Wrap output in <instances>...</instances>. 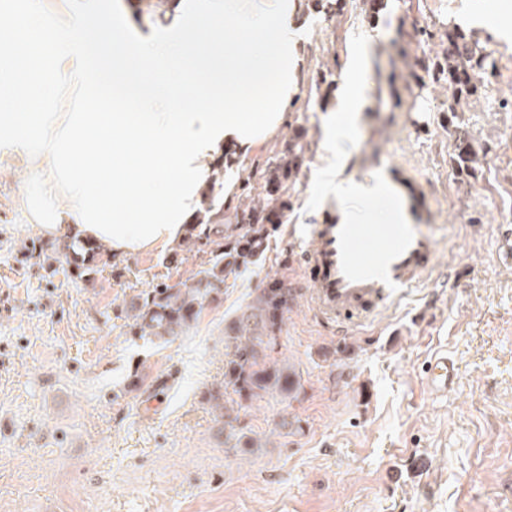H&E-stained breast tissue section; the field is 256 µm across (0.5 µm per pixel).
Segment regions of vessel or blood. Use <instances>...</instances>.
<instances>
[{
    "instance_id": "obj_1",
    "label": "vessel or blood",
    "mask_w": 512,
    "mask_h": 512,
    "mask_svg": "<svg viewBox=\"0 0 512 512\" xmlns=\"http://www.w3.org/2000/svg\"><path fill=\"white\" fill-rule=\"evenodd\" d=\"M365 166L383 172L389 185L403 200L404 215L413 230L409 248L389 268L388 281H351L341 270L339 230L341 207L330 208L322 223L313 225V245L303 259V270L317 315L335 323L337 329L363 325L392 308L403 291L428 278L437 266L440 241L434 225L428 224L425 198L399 166L383 161L379 154L364 158ZM429 389L437 394L455 388L459 367L448 356L440 355L424 369Z\"/></svg>"
}]
</instances>
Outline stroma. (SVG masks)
<instances>
[{"label": "stroma", "mask_w": 512, "mask_h": 512, "mask_svg": "<svg viewBox=\"0 0 512 512\" xmlns=\"http://www.w3.org/2000/svg\"><path fill=\"white\" fill-rule=\"evenodd\" d=\"M497 0H342L334 15L302 14L306 76L280 133L233 168L284 151L307 130L293 209L263 260L224 282L174 342L130 334L124 300L167 270L168 250L117 259L95 283L52 272L27 250L38 234L22 206L42 180L25 151L0 148V512H512V33L488 17ZM475 30L498 62L483 96L464 108L486 146L476 187L450 167L448 88L418 86L410 65L432 42L413 23ZM372 44L371 88L356 153L378 149L413 179L438 227V273L396 308L346 332L321 321L292 257L310 247L306 209L328 160L325 118L336 107L350 40ZM334 72L332 86L316 73ZM286 280L295 299L270 357L295 371L290 394L245 403L247 441L226 452L208 397L224 389V325L254 289ZM448 350L455 389L433 397L423 365ZM140 373V391L125 390ZM288 430H280L281 420Z\"/></svg>", "instance_id": "35a3bbf8"}]
</instances>
